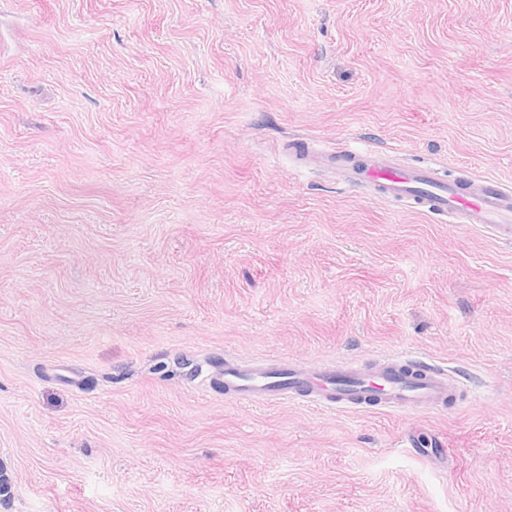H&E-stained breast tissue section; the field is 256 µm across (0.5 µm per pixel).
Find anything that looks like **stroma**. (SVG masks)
Wrapping results in <instances>:
<instances>
[{"label":"stroma","instance_id":"stroma-1","mask_svg":"<svg viewBox=\"0 0 512 512\" xmlns=\"http://www.w3.org/2000/svg\"><path fill=\"white\" fill-rule=\"evenodd\" d=\"M356 141L512 185V0H0V512H512V242ZM397 352L474 402L198 377ZM328 155H334L349 182H360L374 194L407 198L412 207L448 217V223L482 224L512 241V189L496 179H443L430 165H401L377 148L354 152L336 147ZM360 168L363 172L355 177Z\"/></svg>","mask_w":512,"mask_h":512}]
</instances>
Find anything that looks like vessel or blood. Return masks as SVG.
<instances>
[{"instance_id":"b4317fda","label":"vessel or blood","mask_w":512,"mask_h":512,"mask_svg":"<svg viewBox=\"0 0 512 512\" xmlns=\"http://www.w3.org/2000/svg\"><path fill=\"white\" fill-rule=\"evenodd\" d=\"M336 166L357 177L374 194L408 199L413 207L447 217L452 224H481L512 241V187L492 178L448 180L429 165H401L391 154L369 148L336 150ZM210 386L235 400L273 403L302 399L321 408L408 413L452 405L457 388L442 368L418 364L403 353L369 367L356 364L309 365L292 360L276 364L228 361L208 375Z\"/></svg>"}]
</instances>
